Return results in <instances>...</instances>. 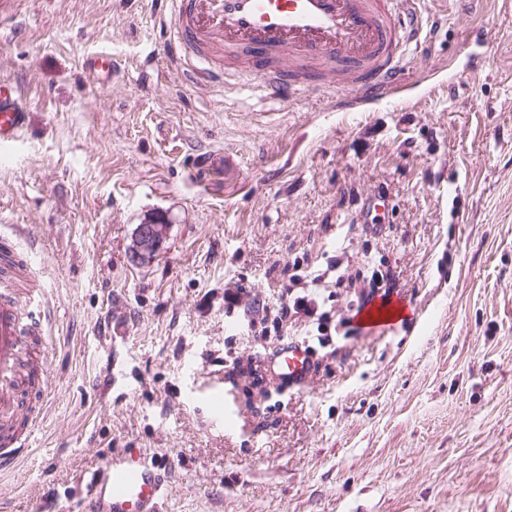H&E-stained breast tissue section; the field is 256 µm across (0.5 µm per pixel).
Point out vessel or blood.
I'll return each mask as SVG.
<instances>
[{
	"instance_id": "vessel-or-blood-1",
	"label": "vessel or blood",
	"mask_w": 512,
	"mask_h": 512,
	"mask_svg": "<svg viewBox=\"0 0 512 512\" xmlns=\"http://www.w3.org/2000/svg\"><path fill=\"white\" fill-rule=\"evenodd\" d=\"M172 24L161 51L199 64L215 77L224 57L242 58L265 96L281 105L310 88L357 89L362 96H389L403 85L405 48L416 40L421 16L412 0H170ZM86 65L100 88L112 84L111 56L100 53ZM27 107L16 88L0 81V148L22 131ZM0 420L29 411L32 402L17 377L26 338L46 335L50 313L45 292L23 287L29 263L13 238L0 235ZM271 373L292 386L312 372L307 345L289 343L268 356ZM225 427L234 416L221 385L207 389ZM28 436L0 435V470L14 466ZM166 475L138 448L112 452L93 473L80 498V512H161Z\"/></svg>"
}]
</instances>
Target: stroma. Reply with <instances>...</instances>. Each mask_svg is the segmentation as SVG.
Listing matches in <instances>:
<instances>
[{
    "instance_id": "35a3bbf8",
    "label": "stroma",
    "mask_w": 512,
    "mask_h": 512,
    "mask_svg": "<svg viewBox=\"0 0 512 512\" xmlns=\"http://www.w3.org/2000/svg\"><path fill=\"white\" fill-rule=\"evenodd\" d=\"M402 92L288 107L241 67L191 83L154 56L158 0H6L0 80L28 121L0 154V233L51 302V387L0 512H77L117 448L163 464V512H512V0H418ZM108 50L109 89L85 71ZM388 196L380 235L362 212ZM168 223L129 259L138 224ZM371 264L404 318L327 344L281 314L294 257ZM249 312L238 332L224 283ZM308 341L303 386L268 370ZM222 383L228 430L199 399Z\"/></svg>"
}]
</instances>
